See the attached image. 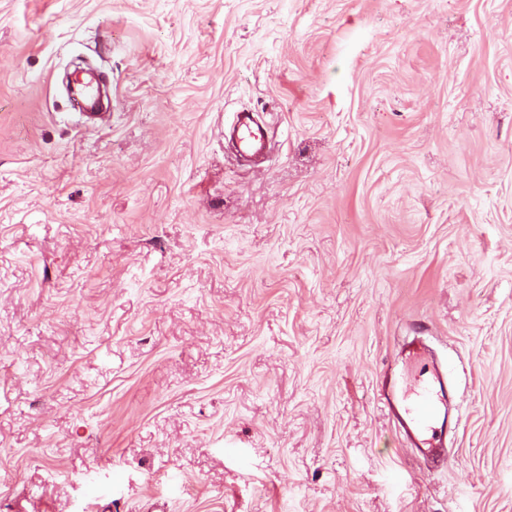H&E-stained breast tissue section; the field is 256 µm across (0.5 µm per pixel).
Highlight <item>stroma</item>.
<instances>
[{
  "label": "stroma",
  "instance_id": "1",
  "mask_svg": "<svg viewBox=\"0 0 512 512\" xmlns=\"http://www.w3.org/2000/svg\"><path fill=\"white\" fill-rule=\"evenodd\" d=\"M104 505L512 512V0H0V512ZM231 136L235 139L240 153L244 155H261L267 149L268 131L253 121L249 111H241L237 115ZM436 403L431 397H423L416 406L410 410H405L406 417L397 413V420L406 434H420L431 430V438L427 440L429 448L428 453L435 454V448H443L442 438L446 434L447 424L443 421L440 426V436H436V428L433 427L436 418Z\"/></svg>",
  "mask_w": 512,
  "mask_h": 512
}]
</instances>
